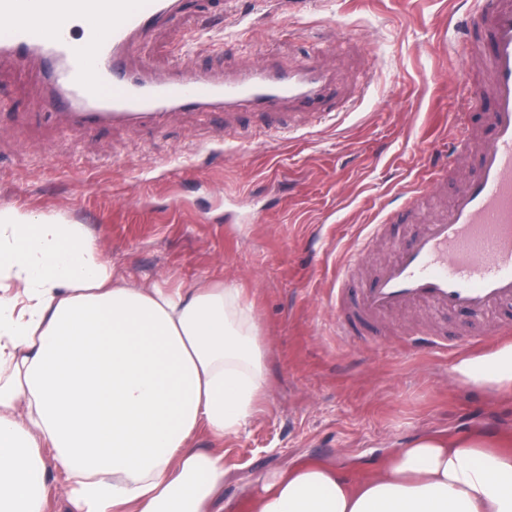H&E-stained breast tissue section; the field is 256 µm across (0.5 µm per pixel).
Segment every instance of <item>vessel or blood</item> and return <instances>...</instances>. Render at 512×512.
Masks as SVG:
<instances>
[{"label": "vessel or blood", "mask_w": 512, "mask_h": 512, "mask_svg": "<svg viewBox=\"0 0 512 512\" xmlns=\"http://www.w3.org/2000/svg\"><path fill=\"white\" fill-rule=\"evenodd\" d=\"M182 0H69L74 14L102 25L89 40L75 42L57 28L52 0H0V57L41 55L55 62L48 77L56 99L71 105L83 124L135 123L169 107L203 113L243 104L269 112L280 123L278 104L288 101L311 115L327 112L335 90L325 74L308 66L294 70L255 67L220 76L175 71L156 74L132 66L130 51L148 29L178 11ZM473 25L488 34L483 57L487 94L461 95L452 113L450 146L460 155L476 154L472 178L446 209L399 247L390 264L358 288L347 305L350 264L335 277L338 335L417 303L477 320L475 344L488 332L483 322L512 302V0H476ZM488 101L487 126L473 127L468 114ZM440 182L439 172L416 184L392 213L400 223L420 210Z\"/></svg>", "instance_id": "b4317fda"}]
</instances>
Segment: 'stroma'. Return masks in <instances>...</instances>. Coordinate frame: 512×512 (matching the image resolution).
<instances>
[{
  "mask_svg": "<svg viewBox=\"0 0 512 512\" xmlns=\"http://www.w3.org/2000/svg\"><path fill=\"white\" fill-rule=\"evenodd\" d=\"M474 2L184 0L135 44L134 65L220 74L312 62L334 80L331 117L289 106L277 134L238 107L230 149L220 111L98 127L50 118L41 62H0V206L86 225L126 283L221 282L253 304L267 409L224 446L221 512H242L303 462L363 476L424 433L512 443V397L457 384L451 358L423 343L444 334L469 353L471 317L422 305L344 338L332 300L351 255L371 277L419 232L408 221L368 237L406 185L452 169L440 210L474 172V158L448 153Z\"/></svg>",
  "mask_w": 512,
  "mask_h": 512,
  "instance_id": "stroma-1",
  "label": "stroma"
}]
</instances>
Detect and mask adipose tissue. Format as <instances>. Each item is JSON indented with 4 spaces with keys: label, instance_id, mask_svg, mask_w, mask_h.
I'll list each match as a JSON object with an SVG mask.
<instances>
[{
    "label": "adipose tissue",
    "instance_id": "obj_1",
    "mask_svg": "<svg viewBox=\"0 0 512 512\" xmlns=\"http://www.w3.org/2000/svg\"><path fill=\"white\" fill-rule=\"evenodd\" d=\"M267 355L242 289L128 286L85 225L0 206V512H46L51 465L72 512H212ZM452 370L512 396V342ZM251 509L512 512V447L423 436L359 478L295 468Z\"/></svg>",
    "mask_w": 512,
    "mask_h": 512
}]
</instances>
